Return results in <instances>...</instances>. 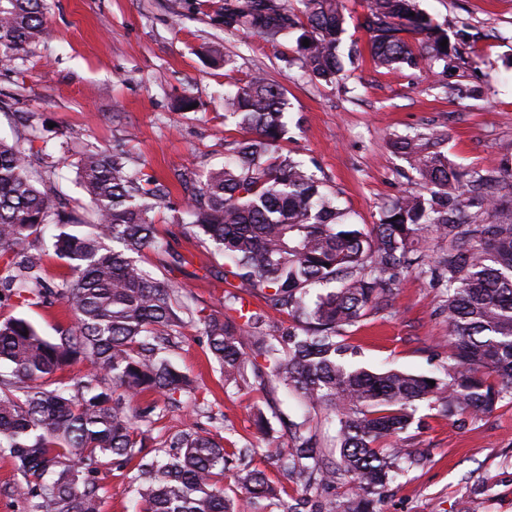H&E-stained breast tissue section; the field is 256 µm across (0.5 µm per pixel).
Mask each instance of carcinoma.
<instances>
[{
  "instance_id": "cac0c4a2",
  "label": "carcinoma",
  "mask_w": 512,
  "mask_h": 512,
  "mask_svg": "<svg viewBox=\"0 0 512 512\" xmlns=\"http://www.w3.org/2000/svg\"><path fill=\"white\" fill-rule=\"evenodd\" d=\"M224 0V31H250L278 44L298 31L300 68L327 84L342 71L341 0ZM44 0H0V65L46 35ZM376 66L394 69L440 65L458 59L457 42L416 0H368L362 21ZM310 40L304 45V40ZM284 89L255 72L224 97L225 115L247 136L228 143L224 166L210 170L185 200L189 231L232 265L264 306L287 315L295 331H275L258 310L238 318L203 319L207 348L225 385L250 386L249 375L282 385L309 411H324L335 425L334 461L310 417L293 424L291 443L280 448V467L308 488L349 474L356 492L328 512H375V498L402 463L417 461L409 448L386 441L415 420L418 404L438 403L442 416L477 420L512 400V219L498 217L492 190L512 165L466 179L437 141L419 136L394 143L407 156L427 193L405 191L365 231L348 221L322 191L304 162L283 151ZM39 152L0 138V289L20 305L63 303L73 325L54 339L31 322H0V457L18 476L31 512H99L91 475L101 460L131 462L146 447L136 423L152 424L158 394L171 407L196 391L166 356L183 323L178 289L139 266L145 248L167 251L154 223L170 196L168 185L132 160L126 143L89 148L77 165L89 195L92 231L53 236L54 256L68 275L55 287L42 276L46 250L30 247L48 224H80L59 194L28 175ZM428 234L447 243L429 265L418 244ZM446 282L450 354L446 380L399 370L370 372L340 360L341 332L378 309L403 273L422 276L431 267ZM328 289L310 299V289ZM92 370L74 382L55 378L76 363ZM112 387L95 384L98 375ZM167 451L142 460L134 477L143 512H239L221 482L234 462L254 448H224V437L193 428L169 436ZM234 478L243 501L255 504L278 493L264 473L243 467Z\"/></svg>"
}]
</instances>
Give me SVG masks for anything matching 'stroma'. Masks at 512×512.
<instances>
[{
    "label": "stroma",
    "mask_w": 512,
    "mask_h": 512,
    "mask_svg": "<svg viewBox=\"0 0 512 512\" xmlns=\"http://www.w3.org/2000/svg\"><path fill=\"white\" fill-rule=\"evenodd\" d=\"M343 47L359 54L343 60L335 83L305 74L296 60V39L271 45L249 31L225 33L216 20L224 0H46V37L22 54L12 70L0 69V138L43 150L56 163L55 184L70 200L88 230L93 215L76 177L83 145L111 148L126 140L132 156L171 186L170 203L154 217L169 253L147 248L139 265L185 286L197 316L178 329L172 363L194 380L195 400L171 409L153 424L155 442L189 425L220 433L224 445H254L253 468L265 472L279 492L247 512H281L304 498L303 512H320L355 491L337 476L319 495L302 489L275 463L276 448L288 444V426L303 413L278 385L224 386L218 365L207 354L202 317H225L227 292H242L240 280L224 275L222 257L210 254L183 224L175 207L184 201L180 178L196 180L224 162L225 145L240 138L224 117V95L250 75L263 72L286 90V119L292 139L285 151L304 161L325 183L338 206L360 226L378 223L385 206L419 182L406 178L408 161L393 151L392 139L433 133L441 149L468 173H485L512 161V0H418V7L448 31L465 30L470 39L454 71L441 67L388 70L369 55L362 27L365 0H343ZM219 47L228 66H213L206 47ZM487 86L482 95H449L452 85ZM197 109L175 114L180 97ZM181 263H172L171 253ZM210 275H203V268ZM441 281L414 273L402 277L387 305L346 328V358L371 371L398 369L445 377L448 369V314ZM22 317L41 336L56 338L71 324L61 303L18 305L0 302V320ZM270 421L257 432L255 410ZM421 424L400 435L422 458L399 472L385 488L379 512H512V401L474 421H455L420 406ZM134 464L104 460L93 474L100 512H136L131 486Z\"/></svg>",
    "instance_id": "1"
}]
</instances>
